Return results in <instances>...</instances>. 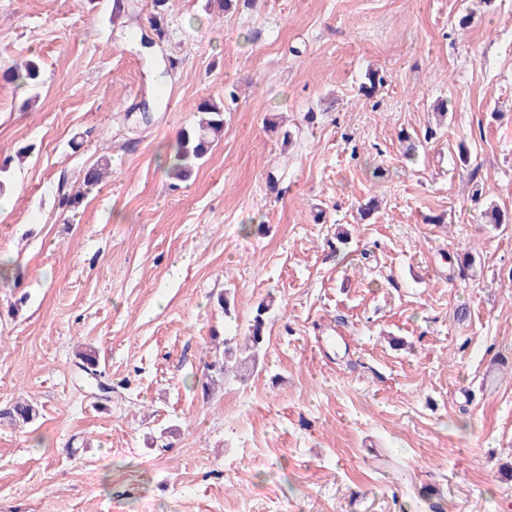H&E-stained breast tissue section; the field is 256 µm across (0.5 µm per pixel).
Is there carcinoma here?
Instances as JSON below:
<instances>
[{
  "instance_id": "cac0c4a2",
  "label": "carcinoma",
  "mask_w": 512,
  "mask_h": 512,
  "mask_svg": "<svg viewBox=\"0 0 512 512\" xmlns=\"http://www.w3.org/2000/svg\"><path fill=\"white\" fill-rule=\"evenodd\" d=\"M169 2L170 0H152L153 13L149 24L154 39L148 40L143 36L141 41L151 44L155 39L160 42L165 39ZM40 72L39 60L30 58L20 66L0 72V80L35 86L39 83ZM195 112L201 114L200 119L197 124L179 133L169 156V175L177 181L186 179L224 134V101L204 99L195 105ZM108 169L109 161L106 159L89 167L84 175L82 187L63 194L60 198L61 206L71 210L77 208L85 196V191L95 188ZM269 309L270 305L263 303L257 307L244 348H239L230 338L224 339V357L210 363L211 371L224 377L231 373L241 376L254 368L256 352L266 341L265 325ZM8 415L16 423L26 424L35 419L38 409L28 402L19 403L8 412Z\"/></svg>"
}]
</instances>
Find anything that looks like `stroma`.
Here are the masks:
<instances>
[{"mask_svg":"<svg viewBox=\"0 0 512 512\" xmlns=\"http://www.w3.org/2000/svg\"><path fill=\"white\" fill-rule=\"evenodd\" d=\"M126 2L0 0V71L44 64L29 108L0 83V409L39 408L0 419V512H512V0H173L147 46ZM195 112L201 114L197 124L179 133L172 154L166 159L169 175L177 181L186 179L224 134L223 100L199 101ZM109 165V161L105 159L100 160L96 165L89 167L84 175L82 185L74 192L65 193L60 198L61 206L64 209H76L81 204L85 196L83 188L87 191L95 188L98 185V182L103 179L104 175L108 171ZM270 309L269 304H259L256 313L250 324V334L246 338V344L243 349L238 347V343L232 342L234 339L224 337V357L216 359L210 363V370L217 373L218 376L229 375L234 373L235 376H242L256 365V352L260 350L266 341L265 325L267 321V313ZM248 352V354H246ZM246 354V355H245Z\"/></svg>","mask_w":512,"mask_h":512,"instance_id":"1","label":"stroma"}]
</instances>
